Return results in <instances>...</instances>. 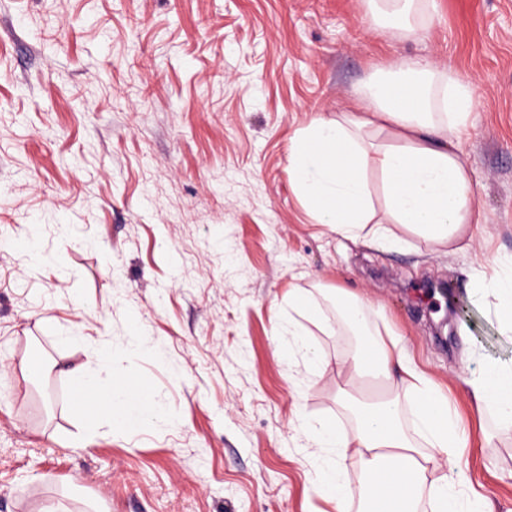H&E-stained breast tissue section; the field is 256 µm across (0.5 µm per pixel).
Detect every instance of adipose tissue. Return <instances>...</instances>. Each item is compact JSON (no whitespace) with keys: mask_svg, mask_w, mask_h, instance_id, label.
<instances>
[{"mask_svg":"<svg viewBox=\"0 0 512 512\" xmlns=\"http://www.w3.org/2000/svg\"><path fill=\"white\" fill-rule=\"evenodd\" d=\"M368 2L393 19L402 37L419 38L425 29L421 14L426 0ZM473 104L470 83L425 60L395 62L349 111L318 115L296 130L289 155L295 189L318 223L339 236L397 246L411 232L449 251L465 250L474 235L477 187L452 138L468 128ZM371 169L381 179L380 210L367 179ZM494 263L499 267L495 275L474 273L470 286L496 298L495 319L503 333L512 335V271H505V258ZM330 294L336 307L332 319L307 289H293L288 300L323 333L357 337L354 352L336 362L346 378L340 397L363 391L370 379L378 382L380 392L376 402L361 408L355 433L332 420L312 427L317 489L344 505L351 484L343 462L352 456L365 477L367 499L376 498L377 478L389 471L403 512H414L416 482L428 467L457 465L468 446L466 425L448 397L394 341L393 329L375 304L340 288ZM67 374L79 391L73 410L84 420L106 412L115 425L134 431L148 411L158 408L133 378L119 376L104 384L80 366ZM466 384L477 410L493 413L499 431L512 432V366L486 364ZM88 392L104 394V403L87 402Z\"/></svg>","mask_w":512,"mask_h":512,"instance_id":"ef3b65f1","label":"adipose tissue"}]
</instances>
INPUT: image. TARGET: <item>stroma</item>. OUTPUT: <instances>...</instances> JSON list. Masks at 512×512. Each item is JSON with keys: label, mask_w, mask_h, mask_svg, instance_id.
I'll return each mask as SVG.
<instances>
[{"label": "stroma", "mask_w": 512, "mask_h": 512, "mask_svg": "<svg viewBox=\"0 0 512 512\" xmlns=\"http://www.w3.org/2000/svg\"><path fill=\"white\" fill-rule=\"evenodd\" d=\"M406 58L474 86L457 145L482 217L463 251L352 242L295 191V131ZM511 255L512 0H432L415 41L363 0H0V512H336L301 423L355 430L335 366L353 339L310 325L295 349L288 304L336 287L380 307L470 425L418 512L445 482L512 512V434L484 448L463 384L512 364L494 299L468 289ZM444 284L464 307L449 327ZM74 366L139 380L158 412L84 424Z\"/></svg>", "instance_id": "1"}]
</instances>
